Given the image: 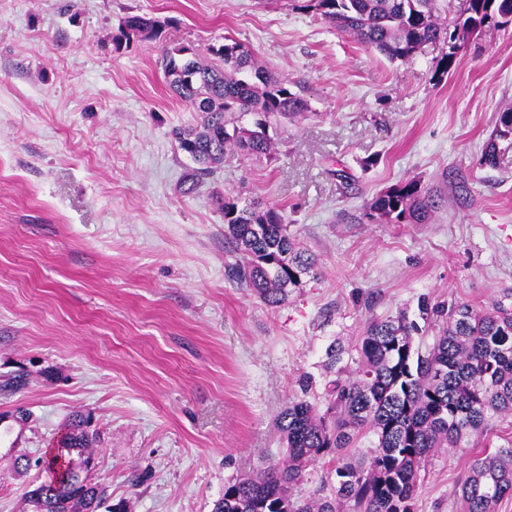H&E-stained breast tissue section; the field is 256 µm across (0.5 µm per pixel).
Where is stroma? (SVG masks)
<instances>
[{
  "mask_svg": "<svg viewBox=\"0 0 512 512\" xmlns=\"http://www.w3.org/2000/svg\"><path fill=\"white\" fill-rule=\"evenodd\" d=\"M304 0H0V512H32L42 456L90 415L92 481L127 512H212L228 482L281 446L274 419L326 381L373 318L418 303L512 308V143L480 166L512 107V23L463 49L390 61L324 24ZM166 20L124 38L125 17ZM233 38L309 106L273 157L228 158L190 193L173 136L196 112L163 75L165 48ZM454 65L444 70L446 53ZM447 203L430 224L364 218L409 179ZM281 209L319 259L316 278L267 306L229 280L221 196ZM30 414L20 420L17 410ZM471 449L430 458L416 512H459ZM146 480L132 485L131 478ZM512 140V108L499 112L493 136L487 142L481 156L480 165L495 167L499 151V141Z\"/></svg>",
  "mask_w": 512,
  "mask_h": 512,
  "instance_id": "1",
  "label": "stroma"
}]
</instances>
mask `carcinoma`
<instances>
[{"mask_svg": "<svg viewBox=\"0 0 512 512\" xmlns=\"http://www.w3.org/2000/svg\"><path fill=\"white\" fill-rule=\"evenodd\" d=\"M435 0H309L303 5L322 21L361 44L401 60L421 45L447 40L435 15ZM512 0H465L454 29L459 42L470 33L509 22ZM166 22L145 15L127 17L124 37L161 36ZM169 88L198 112L196 124L176 130L178 147L193 162L183 186L191 191L200 178L224 166L227 157L267 155L274 149L269 128L302 117L307 104L287 81L263 67L245 44L224 38L203 57L175 45L165 50ZM256 116L250 127L240 123ZM512 140V108L498 113L493 136L480 165H497L499 142ZM441 191L406 180L374 196L364 216L393 224H429ZM224 239L241 252L228 275L266 304L276 306L306 277L316 276V260L288 233V220L259 200L224 197ZM423 324L408 319L373 318L360 337L355 366L336 367L342 349L327 348V369L336 377L325 387L324 408L294 399L277 414L282 448L278 459L224 485L213 512H413L421 471L439 448H475L474 438L490 434L496 420L512 416V311L478 309L466 302L418 304ZM442 324L433 346L415 347L423 328ZM89 417L75 414L65 425L55 459L76 452L87 467L93 442ZM375 446L357 457L351 449L365 434ZM330 458L335 483L302 492L307 467ZM46 480L27 492L34 512H98L107 488L77 479ZM512 497V446L492 454L478 452L460 487L462 512H495Z\"/></svg>", "mask_w": 512, "mask_h": 512, "instance_id": "obj_1", "label": "carcinoma"}]
</instances>
